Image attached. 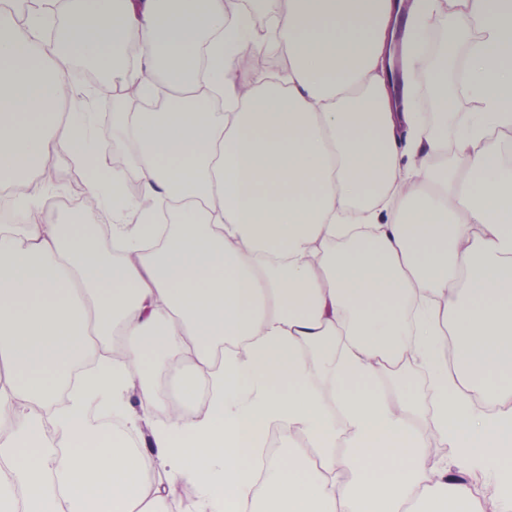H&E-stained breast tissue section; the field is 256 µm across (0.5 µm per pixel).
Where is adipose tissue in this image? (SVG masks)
<instances>
[{"mask_svg":"<svg viewBox=\"0 0 512 512\" xmlns=\"http://www.w3.org/2000/svg\"><path fill=\"white\" fill-rule=\"evenodd\" d=\"M55 4L47 43L43 9L0 0V183L100 155L91 113L59 112L54 88L69 61L111 73L129 162L84 188L140 258L104 255L82 211L0 226V512H151L183 483L199 512H479L478 474L512 512V0ZM444 13L472 102L452 138L413 105L423 70L447 82L421 49ZM273 48L280 71L237 80ZM130 178L143 200H116ZM407 351L428 430L381 385ZM170 375L183 410L151 454L86 447L93 410L124 417L130 389L142 418L164 413ZM272 422L300 438L258 482L242 449ZM434 436L448 462L426 461Z\"/></svg>","mask_w":512,"mask_h":512,"instance_id":"adipose-tissue-1","label":"adipose tissue"}]
</instances>
